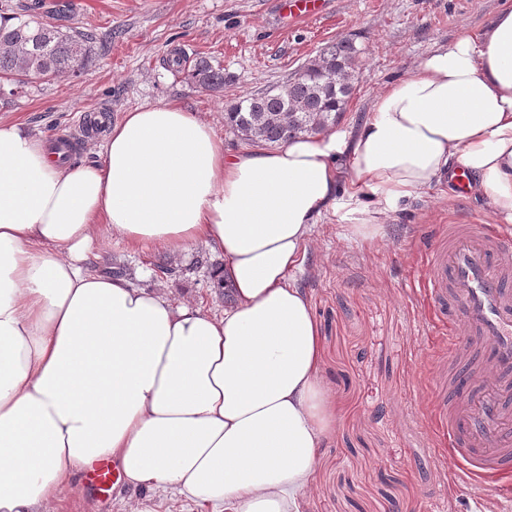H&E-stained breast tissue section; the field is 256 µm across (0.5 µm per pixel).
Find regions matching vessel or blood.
<instances>
[{"label":"vessel or blood","instance_id":"obj_1","mask_svg":"<svg viewBox=\"0 0 512 512\" xmlns=\"http://www.w3.org/2000/svg\"><path fill=\"white\" fill-rule=\"evenodd\" d=\"M423 300L459 362L448 399V456L474 482L512 478V227L452 224L430 248Z\"/></svg>","mask_w":512,"mask_h":512}]
</instances>
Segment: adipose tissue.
<instances>
[{
    "label": "adipose tissue",
    "instance_id": "adipose-tissue-1",
    "mask_svg": "<svg viewBox=\"0 0 512 512\" xmlns=\"http://www.w3.org/2000/svg\"><path fill=\"white\" fill-rule=\"evenodd\" d=\"M464 171L512 222V6L432 47L360 126L225 148L173 103L125 112L100 156L61 160L0 120V512H53L117 461L130 512L172 495L210 512H308L335 419L322 339L290 279L327 215L381 237L389 214ZM221 252L216 316L92 267L102 234Z\"/></svg>",
    "mask_w": 512,
    "mask_h": 512
}]
</instances>
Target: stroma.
I'll return each instance as SVG.
<instances>
[{
    "label": "stroma",
    "mask_w": 512,
    "mask_h": 512,
    "mask_svg": "<svg viewBox=\"0 0 512 512\" xmlns=\"http://www.w3.org/2000/svg\"><path fill=\"white\" fill-rule=\"evenodd\" d=\"M508 0H325L313 18H288L283 0H72L65 14L45 21L98 38L88 73L33 81L25 94H0V119L22 123L51 143L66 141L70 163L96 159L104 132L79 120L105 112L118 121L144 104L175 102L209 123L233 151L248 143L224 124L226 109L243 96L283 84L326 43L348 39L360 49L361 69L342 125L370 115L383 86L414 67L434 45L461 30L478 32ZM206 56L224 66L221 91L201 89L168 69ZM475 195L448 183L409 200L391 214L372 243L345 237L336 217L317 226L293 280L310 298L325 349L323 383L336 421L324 442L309 512H492L498 494L449 475L447 438L433 418L448 380V346L424 324L428 314L410 285L425 273L423 254L449 224H492ZM206 265H199V257ZM224 258L210 246L183 253L108 242L96 267L124 264L141 287L174 300L192 299L213 315L228 304L214 286L213 266ZM177 268L160 278L159 263ZM135 490L114 484L99 496L85 475L74 478L58 512H122Z\"/></svg>",
    "instance_id": "obj_1"
}]
</instances>
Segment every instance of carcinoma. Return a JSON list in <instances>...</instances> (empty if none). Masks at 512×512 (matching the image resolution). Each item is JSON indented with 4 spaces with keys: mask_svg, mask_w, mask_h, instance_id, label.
<instances>
[{
    "mask_svg": "<svg viewBox=\"0 0 512 512\" xmlns=\"http://www.w3.org/2000/svg\"><path fill=\"white\" fill-rule=\"evenodd\" d=\"M37 4L0 28V90L14 94L34 78L80 76L92 62L96 34L65 30L40 19ZM360 50L339 40L279 88L249 94L232 104L224 119L245 140L270 146L336 125L354 91ZM189 82L213 91L224 88V65L207 57L185 72Z\"/></svg>",
    "mask_w": 512,
    "mask_h": 512,
    "instance_id": "obj_1",
    "label": "carcinoma"
}]
</instances>
